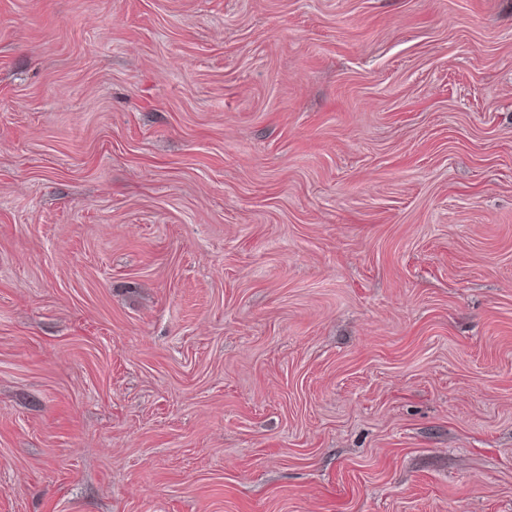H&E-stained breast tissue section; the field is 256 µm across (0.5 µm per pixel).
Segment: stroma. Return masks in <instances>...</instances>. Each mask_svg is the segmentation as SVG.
<instances>
[{"mask_svg": "<svg viewBox=\"0 0 512 512\" xmlns=\"http://www.w3.org/2000/svg\"><path fill=\"white\" fill-rule=\"evenodd\" d=\"M0 512H512V0H0Z\"/></svg>", "mask_w": 512, "mask_h": 512, "instance_id": "stroma-1", "label": "stroma"}]
</instances>
